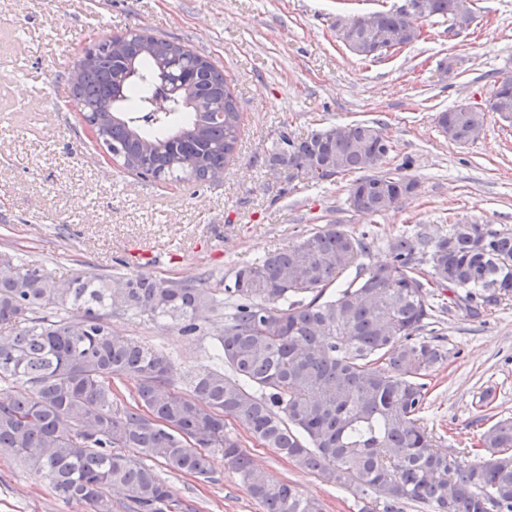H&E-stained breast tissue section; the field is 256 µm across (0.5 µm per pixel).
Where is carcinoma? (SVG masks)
Segmentation results:
<instances>
[{"instance_id": "cac0c4a2", "label": "carcinoma", "mask_w": 512, "mask_h": 512, "mask_svg": "<svg viewBox=\"0 0 512 512\" xmlns=\"http://www.w3.org/2000/svg\"><path fill=\"white\" fill-rule=\"evenodd\" d=\"M430 16L457 19V0H429ZM410 26L401 11L373 26L354 18L355 40L378 46L384 31ZM168 83V111L147 115L153 89ZM72 92L96 142L138 175L171 183L212 178L233 154L241 112L224 74L189 46L144 31L121 49L100 40L76 65ZM489 110L512 119V77ZM485 113L459 105L437 125L458 144L473 141ZM389 140L376 122L328 127L304 137L281 133L264 159L275 167L360 172L350 186L356 212L380 214L413 180L378 167ZM374 240L326 224L287 248L240 268L224 285L226 324L217 337L222 367L172 389L168 354L112 332L114 315L144 313L193 335L218 305L203 278L174 285L142 273L73 275L56 281L31 261L0 254V450L46 476L57 494L89 512H112L111 490L128 512H172L166 484L141 457L207 476L219 455L265 512H324L286 482L253 468L225 421L327 481L369 497L364 512H512V417L494 421L481 449L460 459L428 431L427 378L445 359L420 332L436 310L427 286L450 288L470 311L512 296V232L454 224L446 237L421 228L388 241L391 260L366 267ZM355 276L331 296L337 277ZM61 308L67 316H48ZM133 382L126 403L112 381ZM193 444H188V441ZM121 448L132 454L119 452Z\"/></svg>"}]
</instances>
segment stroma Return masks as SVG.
Wrapping results in <instances>:
<instances>
[{
	"label": "stroma",
	"instance_id": "stroma-1",
	"mask_svg": "<svg viewBox=\"0 0 512 512\" xmlns=\"http://www.w3.org/2000/svg\"><path fill=\"white\" fill-rule=\"evenodd\" d=\"M405 0H0V252L59 278L135 270L156 279L205 277L216 300L242 266L336 222L374 245L365 265L388 260V242L454 224L512 230V123L487 105L512 75V0H472L474 23L422 24L420 39L382 58L353 54L339 25ZM143 30L181 41L223 69L242 114L234 156L218 183L151 182L110 162L82 122L69 76L100 37ZM454 61L452 75L440 65ZM485 110L474 142L449 141L438 113ZM377 122L391 142L381 171L414 178L390 210L355 212L354 174L313 184L280 179L262 160L282 132ZM222 316L200 335L144 314L112 320L115 334L169 354L173 387L212 368ZM433 333L446 359L428 379L424 423L452 452L471 447L487 416H512V299L473 315H444ZM254 467L323 501L325 512H361L364 496L337 488L273 449L242 441ZM164 479L175 512H264L237 473L215 458L209 477ZM0 512H88L63 500L48 478L0 453Z\"/></svg>",
	"mask_w": 512,
	"mask_h": 512
}]
</instances>
